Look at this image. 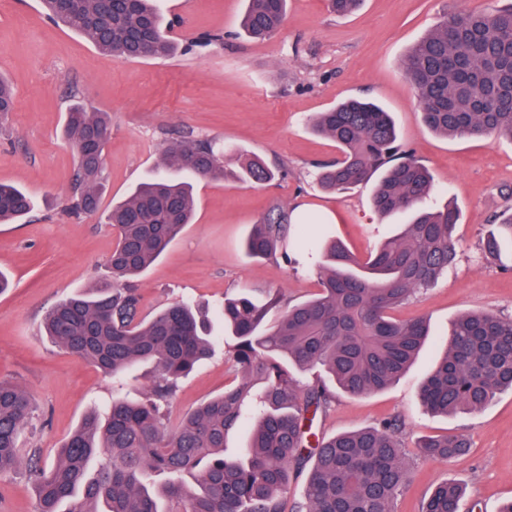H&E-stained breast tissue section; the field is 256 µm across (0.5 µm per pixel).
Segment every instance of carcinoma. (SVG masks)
Here are the masks:
<instances>
[{
    "label": "carcinoma",
    "mask_w": 512,
    "mask_h": 512,
    "mask_svg": "<svg viewBox=\"0 0 512 512\" xmlns=\"http://www.w3.org/2000/svg\"><path fill=\"white\" fill-rule=\"evenodd\" d=\"M241 31L264 40L282 25L288 0H245ZM362 0H329L339 16ZM49 18L120 59L166 58L175 50L168 22L155 0H41ZM422 107V120L444 137L512 140V5L446 17L415 43L402 61ZM15 96L0 77V121L14 110ZM313 130L339 152L319 168L326 191L348 192L376 173L372 204L380 215L404 213L402 232L361 258L336 240L325 242L320 289L291 304L280 291L262 298L243 294L224 301V336L230 339L232 385L167 425L170 399L213 352L210 325L189 302H176L144 317L130 280L143 274L191 223L194 183L266 181L275 176L260 159L240 156L228 168L208 139L166 142L158 174L135 187L105 213L117 230L108 258L112 278L51 306L46 336L79 360L112 376L115 390L105 414L87 413L49 471L40 449L19 446L20 431L34 426L33 403L19 385L0 380V474L26 464L37 484L35 512H395L407 478L400 420L319 438L317 417L340 391L350 396L380 392L415 361L428 336L422 318L399 320L393 312L431 285L457 255L453 229L460 214L449 205L424 207L434 191L428 168L402 150L396 125L382 106L345 99L315 114ZM112 132L107 112L80 101L66 115L65 134L78 167L72 215L100 209L105 181L104 148ZM23 189L0 184V224L32 209ZM300 221L274 207L252 228L246 250L254 257L288 258L291 228ZM512 243V213L494 219L484 251L496 258ZM140 366L152 369L137 401L122 390ZM321 369L304 381L293 374ZM512 391V317L464 312L421 390L426 407L439 414H471ZM249 429L241 455L227 441ZM468 447L460 435L427 437L425 458L448 460ZM189 474L193 483L184 480ZM305 476L301 501L286 510L291 481ZM162 476L160 486L150 484ZM463 489L438 485L421 512H460Z\"/></svg>",
    "instance_id": "cac0c4a2"
}]
</instances>
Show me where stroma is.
Here are the masks:
<instances>
[{
	"mask_svg": "<svg viewBox=\"0 0 512 512\" xmlns=\"http://www.w3.org/2000/svg\"><path fill=\"white\" fill-rule=\"evenodd\" d=\"M497 0H364L348 16L326 0H288L274 37L238 36L244 0H161L177 45L166 59L124 60L99 52L86 38L47 19L40 0H0V76L12 84L15 105L0 124V183L29 191L31 214L0 224V271L10 280L0 294V380L17 383L38 407L43 428L23 433L24 447L41 451L51 467L61 446L94 408L112 399V381L43 336L45 310L73 292L111 276L107 259L116 232L99 216L71 217L77 157L64 138L73 94L94 112L112 117L105 148L102 209L125 199L157 170L164 144L177 137L211 140L228 163L238 154L275 168L269 182L212 181L195 187L194 222L133 285L143 313L192 300L218 309L241 290H282L292 302L319 289L317 252L323 238L342 240L365 257L399 233L400 217L380 218L371 185L339 194L323 190L317 164L334 161L330 139L309 118L348 97L379 101L391 112L404 149L431 171L434 208L453 204L455 263L429 288L398 309L396 318L424 317L431 340L419 360L389 389L362 397L337 395L318 435L375 426L396 417L408 481L395 512H421L445 481L465 489L462 512H498L512 498V391L479 412L443 417L430 413L420 388L442 351L453 321L466 311L512 316V250L489 258L482 244L494 217L512 208V140L447 139L430 132L403 74L408 48L443 12L484 9ZM215 35L200 48L197 40ZM312 217L289 258H255L245 242L275 206ZM215 354L179 386L172 421L223 392L234 379L223 342L224 323L212 320ZM465 435L470 448L445 462L418 457L424 435ZM36 491L24 469L0 474V512H34Z\"/></svg>",
	"mask_w": 512,
	"mask_h": 512,
	"instance_id": "stroma-1",
	"label": "stroma"
}]
</instances>
